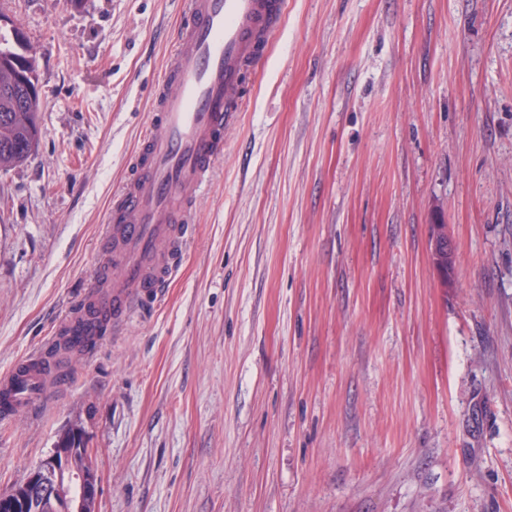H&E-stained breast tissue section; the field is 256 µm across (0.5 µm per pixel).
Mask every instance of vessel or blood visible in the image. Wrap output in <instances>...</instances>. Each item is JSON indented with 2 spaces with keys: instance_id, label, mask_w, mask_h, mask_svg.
<instances>
[{
  "instance_id": "vessel-or-blood-1",
  "label": "vessel or blood",
  "mask_w": 512,
  "mask_h": 512,
  "mask_svg": "<svg viewBox=\"0 0 512 512\" xmlns=\"http://www.w3.org/2000/svg\"><path fill=\"white\" fill-rule=\"evenodd\" d=\"M177 35L140 136L133 171L106 217L102 246L114 257L64 315L55 340L94 355L144 300L160 301L177 270L173 254L188 236L192 208L224 155V132L242 110L244 77L267 60L286 0H184ZM65 380L43 350L0 375V417L36 412L48 385Z\"/></svg>"
}]
</instances>
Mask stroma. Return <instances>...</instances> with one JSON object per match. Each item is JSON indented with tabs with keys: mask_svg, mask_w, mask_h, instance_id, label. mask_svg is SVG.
Segmentation results:
<instances>
[{
	"mask_svg": "<svg viewBox=\"0 0 512 512\" xmlns=\"http://www.w3.org/2000/svg\"><path fill=\"white\" fill-rule=\"evenodd\" d=\"M180 21L0 0L39 87L0 173V373L110 261ZM253 82L164 301L0 422V492L77 430L99 512H512V0H288Z\"/></svg>",
	"mask_w": 512,
	"mask_h": 512,
	"instance_id": "1",
	"label": "stroma"
}]
</instances>
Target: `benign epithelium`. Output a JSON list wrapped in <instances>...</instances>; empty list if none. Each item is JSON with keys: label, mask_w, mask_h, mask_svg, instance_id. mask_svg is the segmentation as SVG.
I'll return each mask as SVG.
<instances>
[{"label": "benign epithelium", "mask_w": 512, "mask_h": 512, "mask_svg": "<svg viewBox=\"0 0 512 512\" xmlns=\"http://www.w3.org/2000/svg\"><path fill=\"white\" fill-rule=\"evenodd\" d=\"M91 457L92 450L84 446L79 432L64 435L22 482L0 493V512H27L37 494L66 505L65 512H96L98 480L89 464Z\"/></svg>", "instance_id": "7a95c632"}]
</instances>
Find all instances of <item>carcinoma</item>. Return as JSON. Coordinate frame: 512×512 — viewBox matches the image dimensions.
<instances>
[{"label": "carcinoma", "mask_w": 512, "mask_h": 512, "mask_svg": "<svg viewBox=\"0 0 512 512\" xmlns=\"http://www.w3.org/2000/svg\"><path fill=\"white\" fill-rule=\"evenodd\" d=\"M35 53L23 33L0 31V172L22 165L38 143Z\"/></svg>", "instance_id": "obj_1"}]
</instances>
